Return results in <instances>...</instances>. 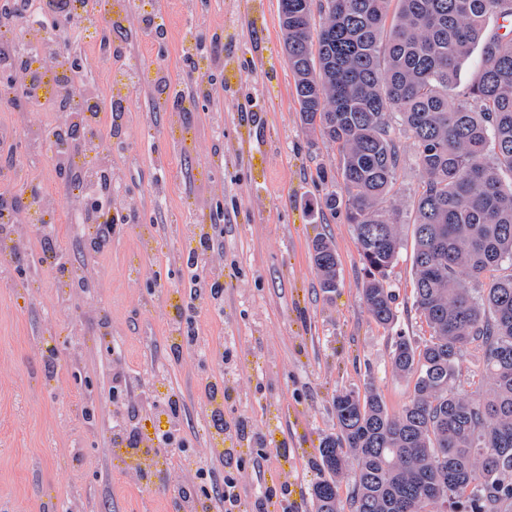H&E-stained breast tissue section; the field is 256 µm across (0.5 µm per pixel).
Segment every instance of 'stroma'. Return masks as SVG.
I'll return each instance as SVG.
<instances>
[{
	"mask_svg": "<svg viewBox=\"0 0 512 512\" xmlns=\"http://www.w3.org/2000/svg\"><path fill=\"white\" fill-rule=\"evenodd\" d=\"M168 25L164 44L143 37L131 52L140 68L183 79L181 44L189 31H222L219 101L199 100L171 130L147 87L130 92L123 139L112 157L125 174L112 209L140 220L112 227L100 251L67 211L51 229L57 252L83 267L93 295L58 296L56 271L32 242L0 272V512H188L179 493L181 457L209 456L192 480L194 499L224 512L233 482L242 512L257 487L275 495L269 512H314L311 488L325 476L318 448L336 433L333 398L373 387L390 411L413 395L414 381L393 372L397 333L423 341L429 330L413 307V227L389 272L399 319L377 325L362 301L359 245L344 213H309L336 177L335 147L301 126L280 30L277 0H218L195 20L181 0H155ZM201 225L215 249L187 266L184 228ZM329 238L339 285L325 291L312 258ZM219 280L223 302L196 314V345L173 354L171 325L189 296V275ZM100 310L82 328L88 300ZM123 381L114 382L115 373ZM56 381L41 387L42 378ZM228 397L222 415L237 450L208 455L212 384ZM246 420L250 432L238 436ZM169 424L170 462L132 473L112 453L118 428Z\"/></svg>",
	"mask_w": 512,
	"mask_h": 512,
	"instance_id": "1",
	"label": "stroma"
}]
</instances>
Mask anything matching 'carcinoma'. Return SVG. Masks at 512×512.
Segmentation results:
<instances>
[{
    "label": "carcinoma",
    "mask_w": 512,
    "mask_h": 512,
    "mask_svg": "<svg viewBox=\"0 0 512 512\" xmlns=\"http://www.w3.org/2000/svg\"><path fill=\"white\" fill-rule=\"evenodd\" d=\"M279 14L301 123L310 134L320 125L340 157L341 183L321 204L353 226L363 301L384 328L397 321L388 271L406 223L393 201L401 135L424 176L411 204L412 275L429 338L399 333L390 349L414 394L395 413L371 387L336 394L314 512H428L438 500L448 512H512V272L497 274L512 264V0H279ZM101 44L115 62L129 51L124 39ZM472 58L476 77L462 87ZM34 98L5 95L0 108ZM313 251L321 287L336 288V253L323 237ZM471 346L492 382L483 397L451 387Z\"/></svg>",
    "instance_id": "carcinoma-1"
}]
</instances>
